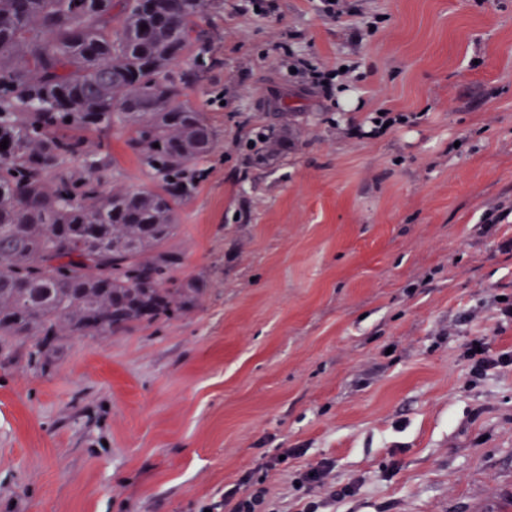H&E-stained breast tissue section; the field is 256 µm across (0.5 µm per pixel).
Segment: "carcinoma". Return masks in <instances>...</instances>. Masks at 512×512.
<instances>
[{
  "label": "carcinoma",
  "instance_id": "1",
  "mask_svg": "<svg viewBox=\"0 0 512 512\" xmlns=\"http://www.w3.org/2000/svg\"><path fill=\"white\" fill-rule=\"evenodd\" d=\"M205 0H0V352L110 336L194 308L167 249L213 146L184 100ZM126 128L159 186L101 190L83 133ZM281 138L264 134L255 162ZM159 147H153V144ZM77 159L86 175L65 171Z\"/></svg>",
  "mask_w": 512,
  "mask_h": 512
}]
</instances>
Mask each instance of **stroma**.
<instances>
[{
    "label": "stroma",
    "mask_w": 512,
    "mask_h": 512,
    "mask_svg": "<svg viewBox=\"0 0 512 512\" xmlns=\"http://www.w3.org/2000/svg\"><path fill=\"white\" fill-rule=\"evenodd\" d=\"M350 4L212 0L185 94L214 146L168 244L203 293L63 339L43 371L23 343L0 357V512H198L282 448L304 454L270 472L275 512L323 460L325 512H512V365L471 386L464 357L479 335L512 351L492 306L512 297V0ZM284 42L350 72L290 76ZM383 111L407 121L374 130ZM126 137L84 135L104 191L154 185Z\"/></svg>",
    "instance_id": "35a3bbf8"
}]
</instances>
